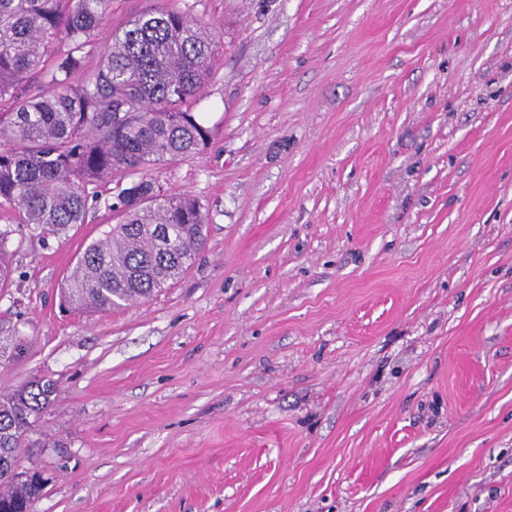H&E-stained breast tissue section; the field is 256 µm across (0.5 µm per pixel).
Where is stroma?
<instances>
[{"label":"stroma","mask_w":512,"mask_h":512,"mask_svg":"<svg viewBox=\"0 0 512 512\" xmlns=\"http://www.w3.org/2000/svg\"><path fill=\"white\" fill-rule=\"evenodd\" d=\"M220 40L208 147L151 175L208 215L173 285L109 313L28 228L0 389L56 382L36 512H512V0H111Z\"/></svg>","instance_id":"35a3bbf8"}]
</instances>
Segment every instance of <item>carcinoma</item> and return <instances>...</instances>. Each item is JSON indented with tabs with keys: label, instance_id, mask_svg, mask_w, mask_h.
Wrapping results in <instances>:
<instances>
[{
	"label": "carcinoma",
	"instance_id": "obj_1",
	"mask_svg": "<svg viewBox=\"0 0 512 512\" xmlns=\"http://www.w3.org/2000/svg\"><path fill=\"white\" fill-rule=\"evenodd\" d=\"M111 0H0V285L10 281L12 225L42 239L83 224L98 187L130 182L117 218L85 247L64 289L69 302L110 312L176 282L205 243L200 203L149 176L203 151L194 107L214 75L216 36L189 13L157 7L98 42ZM84 74L73 85L71 77ZM32 80L47 90L30 93ZM51 379L0 390V512H35L41 474L16 476L34 419L54 402Z\"/></svg>",
	"mask_w": 512,
	"mask_h": 512
}]
</instances>
